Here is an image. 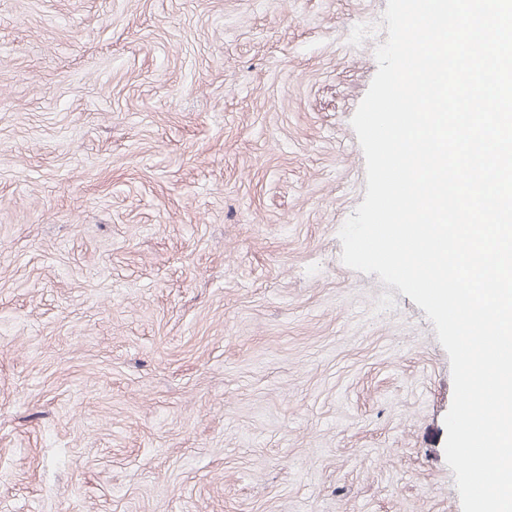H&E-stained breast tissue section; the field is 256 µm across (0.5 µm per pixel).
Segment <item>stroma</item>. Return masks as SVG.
<instances>
[{
	"label": "stroma",
	"instance_id": "obj_1",
	"mask_svg": "<svg viewBox=\"0 0 512 512\" xmlns=\"http://www.w3.org/2000/svg\"><path fill=\"white\" fill-rule=\"evenodd\" d=\"M387 0H0V512H462L450 362L341 260Z\"/></svg>",
	"mask_w": 512,
	"mask_h": 512
}]
</instances>
